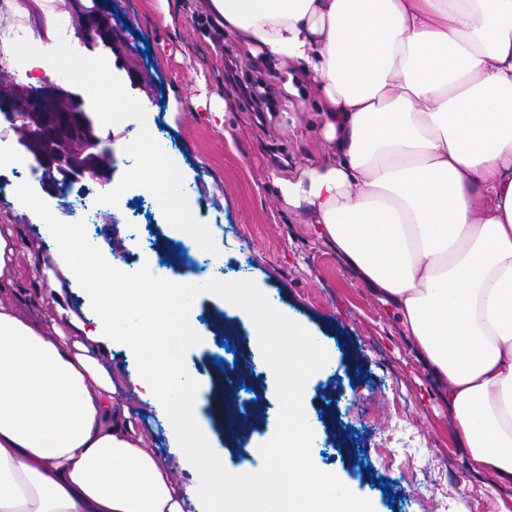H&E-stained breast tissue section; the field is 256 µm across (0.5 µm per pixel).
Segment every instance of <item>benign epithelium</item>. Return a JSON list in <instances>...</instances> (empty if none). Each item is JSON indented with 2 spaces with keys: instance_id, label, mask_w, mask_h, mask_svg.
I'll use <instances>...</instances> for the list:
<instances>
[{
  "instance_id": "benign-epithelium-1",
  "label": "benign epithelium",
  "mask_w": 512,
  "mask_h": 512,
  "mask_svg": "<svg viewBox=\"0 0 512 512\" xmlns=\"http://www.w3.org/2000/svg\"><path fill=\"white\" fill-rule=\"evenodd\" d=\"M79 31L84 40L93 41L105 37L106 27L101 20L82 17ZM10 93L16 109L3 116L20 131L19 143L46 172L42 187L47 193L59 195L62 184L85 178L108 181L101 140L79 99L56 86L12 85Z\"/></svg>"
}]
</instances>
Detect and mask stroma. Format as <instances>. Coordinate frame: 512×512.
<instances>
[{"label":"stroma","instance_id":"35a3bbf8","mask_svg":"<svg viewBox=\"0 0 512 512\" xmlns=\"http://www.w3.org/2000/svg\"><path fill=\"white\" fill-rule=\"evenodd\" d=\"M27 46L70 64L74 57L104 60L106 78L79 70L70 77L40 73L38 79L12 71L13 53L0 50V70L24 87L53 84L77 96L103 147L146 143L171 155L181 176L174 184H154L151 200L137 198L138 185L127 168L138 156L113 158V183L123 185L134 203L104 208L96 223L81 225L75 240L93 239L100 259L126 260L130 284H139L140 265L128 263L125 242L136 239L156 260L152 277L162 283L174 269L189 226L174 224L183 199L194 202L193 222L215 233L202 260L221 262L227 285L249 282L271 295L276 305L309 326L329 354L328 368L304 398L307 420L319 427L314 450L322 468L336 472L354 494L371 501L374 512H512V487L473 470L455 434L444 385L418 359L412 338L346 265L323 236L308 207L289 205L274 184L328 159L326 144L313 127V115L277 101L273 116L258 122L243 111L237 90L224 76V56L240 55L241 78L269 79L262 57L241 52L235 36L219 26L201 0H51L53 11L102 16L109 40H69L48 32L46 15L35 0H6ZM121 86L124 98L112 96ZM226 104L223 118L212 111ZM144 111L147 123L118 119L126 105ZM32 203L20 209L0 203V227H11L17 244L12 304L36 314L46 327L79 335L94 312L83 280L71 275L52 225L73 219L58 197L45 192L40 171L27 174ZM54 270L47 282L45 270ZM231 343L257 402L246 437L268 442L277 425L279 402L273 373L249 325L226 315L213 297L200 296L191 326L177 329L174 346L191 379L224 391L221 359ZM104 361L115 376L119 403L140 422L147 447L168 456L166 417L174 405L141 401L131 381L140 365L136 351L122 342L104 344Z\"/></svg>","mask_w":512,"mask_h":512}]
</instances>
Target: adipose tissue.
Listing matches in <instances>:
<instances>
[{
  "label": "adipose tissue",
  "mask_w": 512,
  "mask_h": 512,
  "mask_svg": "<svg viewBox=\"0 0 512 512\" xmlns=\"http://www.w3.org/2000/svg\"><path fill=\"white\" fill-rule=\"evenodd\" d=\"M251 55L313 108L331 152L276 185L311 206L343 260L392 305L445 398L474 468L512 485V0H205ZM145 322L118 275L91 288L84 340L49 335L0 301V512H224L203 388L170 346L197 298L219 292L265 343L290 337L302 383L331 364L316 336L247 283L218 289L182 271ZM142 356L146 397H178L177 456L199 467L180 489L117 404L94 345ZM191 447H184V439Z\"/></svg>",
  "instance_id": "1"
}]
</instances>
